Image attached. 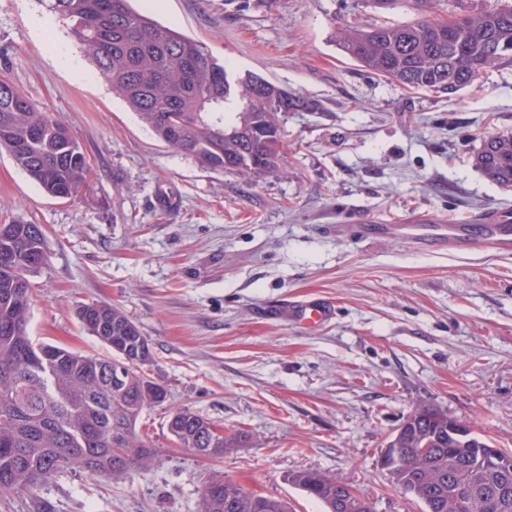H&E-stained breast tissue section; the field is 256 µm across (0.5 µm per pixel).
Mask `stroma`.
<instances>
[{
	"mask_svg": "<svg viewBox=\"0 0 512 512\" xmlns=\"http://www.w3.org/2000/svg\"><path fill=\"white\" fill-rule=\"evenodd\" d=\"M152 17L249 72L315 103L281 118V171H214L156 137L116 96L41 0H0V75L71 130L93 175L77 197L46 196L0 151V224L42 225L49 257L32 278L28 331L105 353L77 315L121 307L168 390L139 425L161 448L129 478L69 471L0 512H200L213 471L244 491L324 512L289 481L319 471L374 512H421L380 465L417 406L512 449V252L363 237L362 219L462 222L512 216V189L471 162L482 136L512 130V71L454 94L408 91L336 47L345 17L397 23L365 0H146ZM332 303L307 326L292 305ZM187 408L243 432L203 459L173 447L167 415Z\"/></svg>",
	"mask_w": 512,
	"mask_h": 512,
	"instance_id": "35a3bbf8",
	"label": "stroma"
}]
</instances>
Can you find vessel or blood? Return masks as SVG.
<instances>
[{
    "label": "vessel or blood",
    "instance_id": "obj_1",
    "mask_svg": "<svg viewBox=\"0 0 512 512\" xmlns=\"http://www.w3.org/2000/svg\"><path fill=\"white\" fill-rule=\"evenodd\" d=\"M364 235L379 232L396 234L426 245L443 244L470 248L482 246L500 251L512 250V218L498 212H489L475 218L469 224H455L442 220L407 224H362ZM333 307L328 303L308 305L297 311L299 321L313 325L328 321Z\"/></svg>",
    "mask_w": 512,
    "mask_h": 512
}]
</instances>
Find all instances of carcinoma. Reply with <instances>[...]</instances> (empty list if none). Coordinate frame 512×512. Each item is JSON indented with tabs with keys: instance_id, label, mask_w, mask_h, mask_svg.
Masks as SVG:
<instances>
[{
	"instance_id": "carcinoma-1",
	"label": "carcinoma",
	"mask_w": 512,
	"mask_h": 512,
	"mask_svg": "<svg viewBox=\"0 0 512 512\" xmlns=\"http://www.w3.org/2000/svg\"><path fill=\"white\" fill-rule=\"evenodd\" d=\"M70 22L71 36L142 122L171 148L203 166L247 178L278 172L283 149L279 115L313 108L266 78L228 71L205 46L131 7L130 0H43ZM369 0L388 12L409 6L418 17L363 27L344 20L336 46L370 73L407 89L454 94L492 70L512 69V0L476 10L465 0ZM0 149L49 196L72 199L91 175L87 157L69 128L50 110L0 76ZM473 166L493 184L512 188V131L481 138ZM40 224L0 227V493L31 491L70 470L123 476L147 469L158 449L138 428L143 412L163 405L167 390L133 362H119L105 325L131 320L116 305L91 303L78 315L87 333L110 354H86L35 343L28 325L30 277L47 261ZM172 444L212 458L242 442V434L212 442L215 423L188 408L169 411ZM417 407L401 425V465L393 485L423 512H512V471H486L473 479L474 436L467 446L448 439L439 418ZM291 482L319 500L326 512H372L364 499L338 507L343 483L306 471ZM201 512H290L288 502L247 494L212 472L201 494Z\"/></svg>"
}]
</instances>
